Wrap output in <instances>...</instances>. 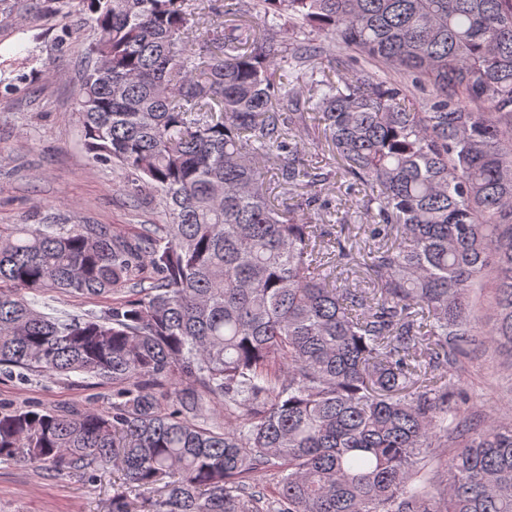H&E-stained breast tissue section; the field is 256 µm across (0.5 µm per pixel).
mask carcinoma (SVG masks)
<instances>
[{"label":"carcinoma","mask_w":512,"mask_h":512,"mask_svg":"<svg viewBox=\"0 0 512 512\" xmlns=\"http://www.w3.org/2000/svg\"><path fill=\"white\" fill-rule=\"evenodd\" d=\"M78 5L85 148L165 223L0 226V370L112 383L109 410L0 411V460L115 466L109 512H512V416L459 406L462 343L512 345V0H233L261 27L200 39L191 0ZM300 129L367 247L305 212L332 173ZM46 289L114 299L62 319Z\"/></svg>","instance_id":"obj_1"}]
</instances>
